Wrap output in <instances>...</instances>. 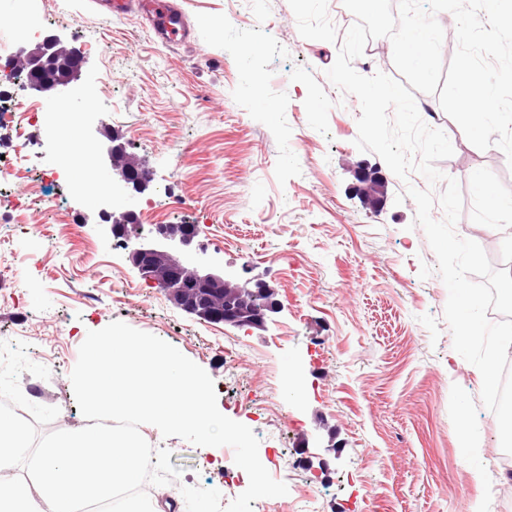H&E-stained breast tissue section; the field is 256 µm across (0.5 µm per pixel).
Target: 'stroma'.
I'll return each instance as SVG.
<instances>
[{
    "instance_id": "1",
    "label": "stroma",
    "mask_w": 512,
    "mask_h": 512,
    "mask_svg": "<svg viewBox=\"0 0 512 512\" xmlns=\"http://www.w3.org/2000/svg\"><path fill=\"white\" fill-rule=\"evenodd\" d=\"M188 42L160 41L138 11L112 14L95 0H0V30L38 24L82 56L77 77L31 102L65 101L84 120L71 162L50 123L29 128L35 146L20 167L31 209L0 220V402L23 407L31 452L60 430L84 426L70 373L88 331L114 321L176 347L212 378L219 410L249 427L258 455L287 495L253 512H512V472L502 464L497 420L480 400L482 376L453 348L448 291L407 186L355 140L360 103L326 72L349 27L336 0H175ZM423 121L454 153L437 162L457 180V235L484 251H512V211L490 212L472 181L482 175L512 199V165L496 146L472 145L437 96L416 93ZM107 126L149 169L141 193L103 198L70 184L93 163L107 175ZM384 182L385 204L359 191L358 168ZM54 173L59 210L36 201ZM185 200L168 210V198ZM134 210L140 224H195L193 244L210 270L261 279L281 307L264 328L200 321L146 281L116 239L99 234L103 212ZM496 235L481 232L486 223ZM232 356H225V349ZM171 453L179 477L162 498L184 512L182 487L219 490L227 446L197 447L141 426ZM482 448L463 453L464 434Z\"/></svg>"
}]
</instances>
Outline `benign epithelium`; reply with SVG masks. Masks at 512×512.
<instances>
[{"label":"benign epithelium","instance_id":"1","mask_svg":"<svg viewBox=\"0 0 512 512\" xmlns=\"http://www.w3.org/2000/svg\"><path fill=\"white\" fill-rule=\"evenodd\" d=\"M58 41L46 39L41 48L25 54L28 68L40 71L54 54ZM108 144V163L115 176L134 183L133 190L141 193L150 183L148 169L141 168L139 177L128 178L117 166L118 158L129 156L119 136L107 129L100 130ZM102 233L131 243L129 257L141 275L164 288L173 302L183 311L209 323H224L235 327L265 325L268 314L280 307L273 291L254 279L238 281L204 270L192 256V246L199 234L196 224H153L149 230L139 224L138 215L129 210L110 216Z\"/></svg>","mask_w":512,"mask_h":512}]
</instances>
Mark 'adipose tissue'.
<instances>
[{
    "mask_svg": "<svg viewBox=\"0 0 512 512\" xmlns=\"http://www.w3.org/2000/svg\"><path fill=\"white\" fill-rule=\"evenodd\" d=\"M28 446L21 425L0 415V512H82L112 503L138 485L147 463L137 440L111 428L71 429L30 457L28 474L14 467Z\"/></svg>",
    "mask_w": 512,
    "mask_h": 512,
    "instance_id": "obj_1",
    "label": "adipose tissue"
}]
</instances>
